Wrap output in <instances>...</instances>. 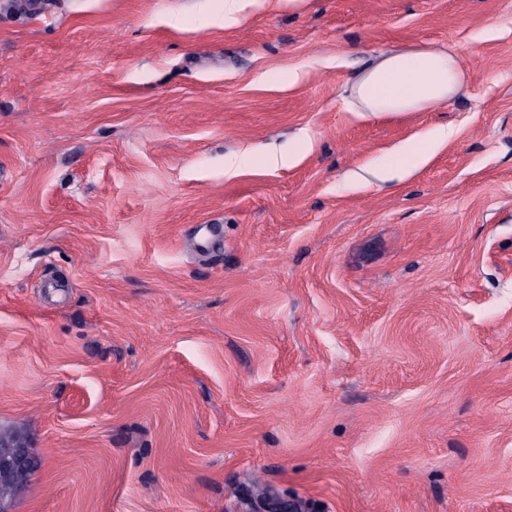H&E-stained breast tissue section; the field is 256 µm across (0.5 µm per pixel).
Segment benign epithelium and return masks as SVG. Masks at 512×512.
<instances>
[{"instance_id":"7a95c632","label":"benign epithelium","mask_w":512,"mask_h":512,"mask_svg":"<svg viewBox=\"0 0 512 512\" xmlns=\"http://www.w3.org/2000/svg\"><path fill=\"white\" fill-rule=\"evenodd\" d=\"M42 465V459L32 451L26 434L0 435V512H11L14 498L10 497V492L20 489Z\"/></svg>"}]
</instances>
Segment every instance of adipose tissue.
I'll use <instances>...</instances> for the list:
<instances>
[{"label": "adipose tissue", "instance_id": "obj_1", "mask_svg": "<svg viewBox=\"0 0 512 512\" xmlns=\"http://www.w3.org/2000/svg\"><path fill=\"white\" fill-rule=\"evenodd\" d=\"M463 80L456 54L418 48L384 55L354 82L352 95L360 111L372 115L416 112L452 97ZM447 128L436 127L411 137L396 151L405 173L424 166L434 148L447 143Z\"/></svg>", "mask_w": 512, "mask_h": 512}]
</instances>
